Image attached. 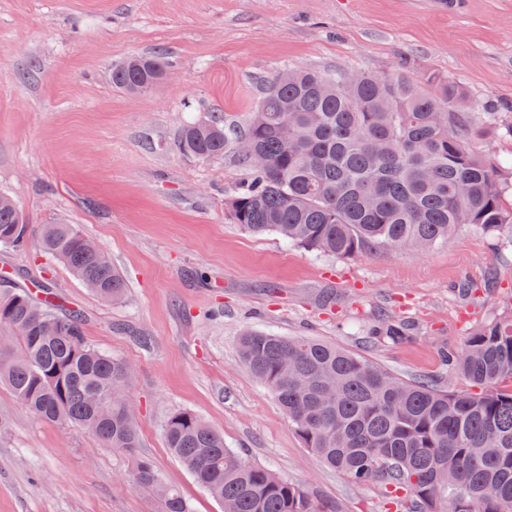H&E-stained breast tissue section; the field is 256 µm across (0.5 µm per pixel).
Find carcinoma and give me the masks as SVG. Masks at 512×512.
Returning <instances> with one entry per match:
<instances>
[{"label": "carcinoma", "instance_id": "1", "mask_svg": "<svg viewBox=\"0 0 512 512\" xmlns=\"http://www.w3.org/2000/svg\"><path fill=\"white\" fill-rule=\"evenodd\" d=\"M167 65L137 55L112 67V84L139 95L162 83ZM292 70L268 81L242 139L264 158L239 154L250 179L230 199L232 218L253 234L348 257L376 246L427 251L476 224L512 237V206L499 173L471 148L501 127L477 118L464 87L435 74ZM229 130L210 114L184 125L179 153L224 157ZM30 225L0 194V246L23 250ZM43 251L99 299L119 302L127 286L104 252L85 247L74 224H43ZM0 384L39 419L90 432L128 453L133 484L163 498L166 512H192L154 465L136 454V417L127 416L132 369L91 347L84 320L63 310L46 285L0 293ZM404 323L375 335L408 339ZM244 366L275 396L305 447L355 484L381 479L409 493L410 512H512V313L475 328L461 351L444 353L468 391L409 382L368 359L304 337L246 329ZM167 448L224 512H326L303 488L251 463L193 412L170 413Z\"/></svg>", "mask_w": 512, "mask_h": 512}]
</instances>
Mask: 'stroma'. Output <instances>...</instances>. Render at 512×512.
Instances as JSON below:
<instances>
[{"label": "stroma", "mask_w": 512, "mask_h": 512, "mask_svg": "<svg viewBox=\"0 0 512 512\" xmlns=\"http://www.w3.org/2000/svg\"><path fill=\"white\" fill-rule=\"evenodd\" d=\"M157 51L169 63L162 85L137 96L113 86L114 64ZM396 67L447 76L475 111L512 116V0H0V194L31 225H77L121 271L127 299L102 302L34 239L0 248L14 268L0 286H50L83 314L89 344L131 366L139 453L193 512L223 506L165 444L176 410L333 512H406L402 494L355 485L304 446L241 362L244 329L331 343L403 380L463 390L443 352L512 312L508 236L468 225L427 252L351 257L291 247L230 217L248 176L236 139L208 163L173 148L184 123L212 112L245 126L281 69ZM383 320L408 324L409 339L371 337ZM131 471L126 453L38 420L0 385V512H165Z\"/></svg>", "instance_id": "1"}]
</instances>
